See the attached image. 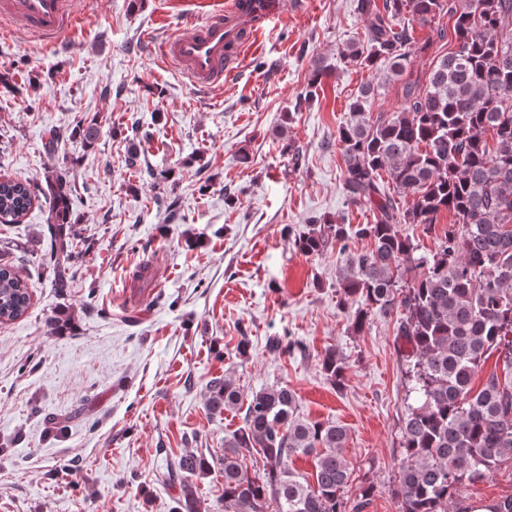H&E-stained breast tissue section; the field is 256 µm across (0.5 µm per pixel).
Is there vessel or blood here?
<instances>
[{"label":"vessel or blood","instance_id":"1","mask_svg":"<svg viewBox=\"0 0 512 512\" xmlns=\"http://www.w3.org/2000/svg\"><path fill=\"white\" fill-rule=\"evenodd\" d=\"M279 15V0H211L203 11H187L152 50L161 64L182 72L205 94L239 72ZM76 22L74 0H0L1 31L33 34L59 50L65 49Z\"/></svg>","mask_w":512,"mask_h":512}]
</instances>
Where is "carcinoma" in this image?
Segmentation results:
<instances>
[{
  "label": "carcinoma",
  "mask_w": 512,
  "mask_h": 512,
  "mask_svg": "<svg viewBox=\"0 0 512 512\" xmlns=\"http://www.w3.org/2000/svg\"><path fill=\"white\" fill-rule=\"evenodd\" d=\"M367 45L349 42L336 63L400 74L409 62L412 33L404 15L421 23L442 16L439 29L456 48L435 63L426 88L394 112H371L375 87H358L349 116L338 127L336 147L345 170L348 203L376 207L370 224L311 220L293 240L295 251L321 255L336 246L347 255L338 282L353 300V330L376 313L397 317L406 339L405 374L414 393L401 427L403 459L397 495L400 512H467L454 509L461 489L488 479L512 460V0H357ZM493 145H488L486 135ZM78 139L86 149L99 139V124L81 121L72 132H46L45 149ZM387 179H382V176ZM50 200L44 226V261L52 287L67 295L76 257L66 226L74 224L71 188L60 175L46 181ZM411 193L401 209L388 186ZM27 181L0 177V224H17L40 201ZM448 211L455 220L431 253L397 230L421 224L430 231ZM369 238L366 252L350 249ZM0 243V324L23 317L31 292ZM494 369L479 388L473 382L489 358ZM321 371L343 386L345 363L324 352ZM213 411L245 406L242 425L224 437L216 466L224 478V512H346L351 478L347 432L330 421L300 416L286 384L246 399L229 379L209 382ZM314 460L312 478L293 458ZM206 458L186 454L178 470L191 478L210 470Z\"/></svg>",
  "instance_id": "obj_1"
}]
</instances>
